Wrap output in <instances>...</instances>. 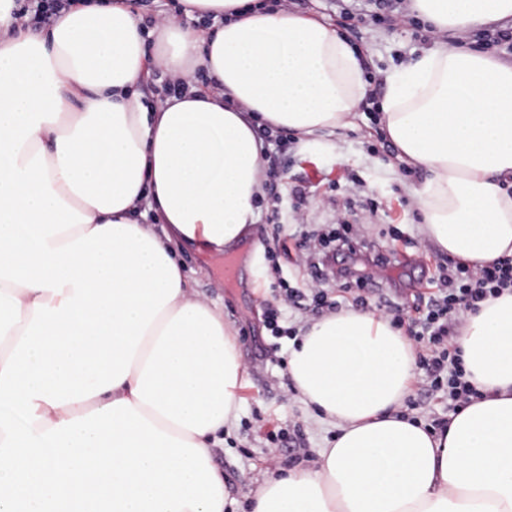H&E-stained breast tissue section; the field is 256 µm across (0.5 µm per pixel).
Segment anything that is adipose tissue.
Listing matches in <instances>:
<instances>
[{
	"label": "adipose tissue",
	"mask_w": 512,
	"mask_h": 512,
	"mask_svg": "<svg viewBox=\"0 0 512 512\" xmlns=\"http://www.w3.org/2000/svg\"><path fill=\"white\" fill-rule=\"evenodd\" d=\"M205 29H147L126 0L23 29L0 0V512H225L212 450L238 417L236 330L194 298L176 250L251 233L259 128L313 139L367 95L354 49L267 0H183ZM438 33L512 0H410ZM160 66L179 93L148 110ZM384 128L426 173L419 232L483 267L512 256V63L435 44L389 78ZM481 400L445 433L398 415L415 351L373 312L300 328L288 375L335 424L307 465L266 473L252 512H512V291L457 338Z\"/></svg>",
	"instance_id": "ef3b65f1"
}]
</instances>
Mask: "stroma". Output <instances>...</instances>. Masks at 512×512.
<instances>
[{
  "label": "stroma",
  "mask_w": 512,
  "mask_h": 512,
  "mask_svg": "<svg viewBox=\"0 0 512 512\" xmlns=\"http://www.w3.org/2000/svg\"><path fill=\"white\" fill-rule=\"evenodd\" d=\"M282 2L288 9L329 21L366 58L370 89L351 127L311 142L292 133L275 146L276 166L248 241L249 267L240 282L227 285L219 261L188 246L179 251L193 294L223 305L225 318L233 322L245 372L237 425L225 436L223 447L213 451L214 464L224 475L227 512H249L255 482L263 472L305 463L307 454L327 446L336 434L319 413L301 406L288 377L287 331L303 327L313 315L285 305L283 293L316 287L320 271L310 261L314 241L301 236L290 217L275 214V207L298 206L307 225L365 226L372 249L397 254L384 280L374 281L369 292L381 314L388 298L400 308L411 306L412 289L449 259L419 233L412 189L423 175L401 159L379 115L387 77L431 46L433 35L414 16L391 18L373 0H365L363 15L353 19L341 17L336 0ZM299 187L305 190L301 200L294 195ZM273 308L285 330L278 338L267 323ZM272 430L280 432L278 442L269 440Z\"/></svg>",
  "instance_id": "35a3bbf8"
}]
</instances>
